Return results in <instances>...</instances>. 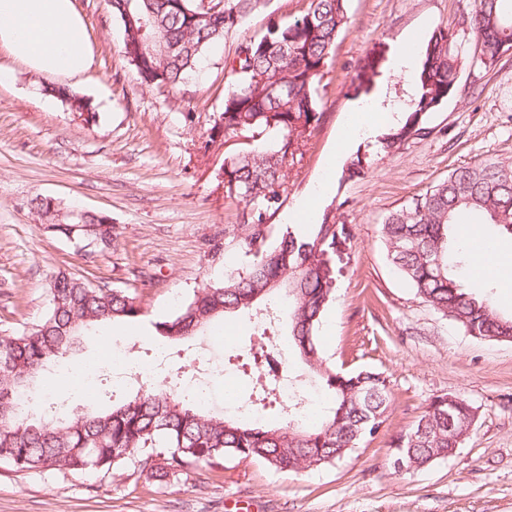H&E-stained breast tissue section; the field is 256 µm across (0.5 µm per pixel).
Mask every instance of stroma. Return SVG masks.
Instances as JSON below:
<instances>
[{"label":"stroma","mask_w":512,"mask_h":512,"mask_svg":"<svg viewBox=\"0 0 512 512\" xmlns=\"http://www.w3.org/2000/svg\"><path fill=\"white\" fill-rule=\"evenodd\" d=\"M308 0H268L265 9L210 47L199 72L176 88L138 84L122 52L123 28L108 0H75L93 49L85 74L54 80L13 61L0 85V336L38 322L48 284L64 272L137 296L143 315L87 332L70 365L99 364L130 341L140 357L157 348L153 320L174 314L207 283L240 272L252 258L232 235L238 210L224 197V158L241 150L217 120L228 83L224 63L269 21L299 15ZM469 0H349L322 81L323 120L288 191L270 216L275 231L306 197L336 204L346 227L334 258L335 298L319 331L329 362L373 368L389 381L391 402L379 432L333 465L299 473L257 459L225 457L158 482L134 466L109 473H34L0 463V512H512V344L474 338L417 298L391 264L380 224L453 169L495 158L512 163V52L464 71L456 91L430 114L425 135L386 154L359 135L347 155L365 153L364 175L340 182L330 165L360 105L399 111L411 97L392 74L398 49L418 57L440 25L461 26ZM383 57L369 93L350 88L367 53ZM89 104L78 112L59 87ZM50 198L108 216L112 246L87 258L47 232L32 206ZM458 394L477 410L453 456L406 475L390 466V443L430 401ZM111 383L87 391L62 384L55 400L70 411L125 399Z\"/></svg>","instance_id":"stroma-1"}]
</instances>
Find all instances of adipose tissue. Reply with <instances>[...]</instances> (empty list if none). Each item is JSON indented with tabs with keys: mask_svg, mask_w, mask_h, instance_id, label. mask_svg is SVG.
<instances>
[{
	"mask_svg": "<svg viewBox=\"0 0 512 512\" xmlns=\"http://www.w3.org/2000/svg\"><path fill=\"white\" fill-rule=\"evenodd\" d=\"M0 50L47 77H76L92 66L74 0H0Z\"/></svg>",
	"mask_w": 512,
	"mask_h": 512,
	"instance_id": "1",
	"label": "adipose tissue"
}]
</instances>
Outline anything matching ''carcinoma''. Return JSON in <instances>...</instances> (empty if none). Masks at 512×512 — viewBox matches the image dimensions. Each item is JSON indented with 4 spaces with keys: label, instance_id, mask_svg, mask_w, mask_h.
I'll return each instance as SVG.
<instances>
[{
    "label": "carcinoma",
    "instance_id": "cac0c4a2",
    "mask_svg": "<svg viewBox=\"0 0 512 512\" xmlns=\"http://www.w3.org/2000/svg\"><path fill=\"white\" fill-rule=\"evenodd\" d=\"M123 27V53L139 83L180 86L198 68L211 44L266 7V0H109ZM350 23L348 0H308L307 9L268 25L258 38L243 40L225 61L224 136L252 146L224 158V196L242 206L245 231L238 245L253 256L243 272L205 285L174 315L153 322L154 335L172 342L210 335L241 313L260 317L280 310L288 316L291 352L329 394L330 405L311 424L293 416L278 425L224 417L200 408L181 393L153 387L111 407L71 414L48 408L36 419L19 402L42 390L44 373L77 351L83 332L143 315L137 297L59 274L49 283L50 305L36 324L0 338V462L20 471L109 472L131 462L162 480L191 468L211 467L227 455L259 459L275 470H315L346 457L385 422L391 392L373 368L343 371L327 363L318 340L322 318L333 300L331 259L345 227L325 209L309 234L286 228L269 241L270 212L287 190L288 167L305 155L319 128L320 84L339 34ZM469 34L478 57L462 55V33L436 27L417 59L413 97L403 118L378 142L385 152L426 130L429 114L457 89L460 74L473 65L491 66L512 48V0H470ZM175 48L165 56L161 47ZM379 59L368 53L355 70V89L369 92ZM48 229L63 238L112 244V225L83 212L81 223L62 222L50 204L33 200ZM456 224H493L512 234V163L493 159L460 166L430 186L410 205L390 211L381 236L388 256L416 295L441 317L474 337L512 344V315L499 313L490 297L473 295L458 268L470 262L451 240ZM246 358L267 366L277 360L271 345L258 343ZM259 384L256 400L277 413L283 404L275 376ZM476 409L457 395L439 396L409 430L391 442L420 469L449 456L454 432L474 419Z\"/></svg>",
    "mask_w": 512,
    "mask_h": 512
}]
</instances>
